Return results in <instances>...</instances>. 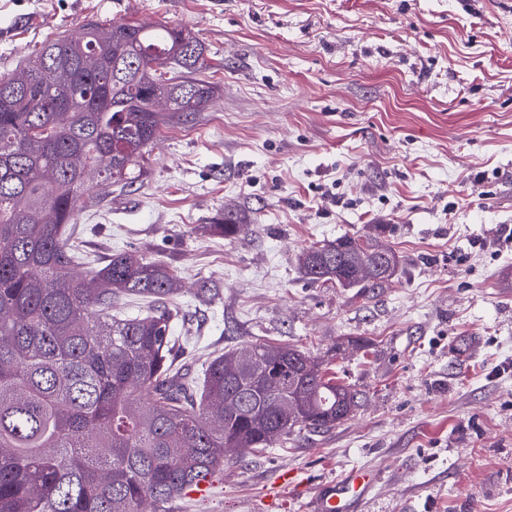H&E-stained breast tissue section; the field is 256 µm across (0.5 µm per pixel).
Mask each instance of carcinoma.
I'll return each instance as SVG.
<instances>
[{
  "label": "carcinoma",
  "mask_w": 512,
  "mask_h": 512,
  "mask_svg": "<svg viewBox=\"0 0 512 512\" xmlns=\"http://www.w3.org/2000/svg\"><path fill=\"white\" fill-rule=\"evenodd\" d=\"M46 42L0 79V512H169L231 451L348 420L359 393L323 362L254 342L214 356L201 386L175 366L174 275L136 251L82 274L80 208L143 182L163 128L207 109L206 48L159 21ZM233 211L210 230L244 233ZM400 265L369 236L304 250L312 283L375 291ZM126 297L144 316H114Z\"/></svg>",
  "instance_id": "cac0c4a2"
}]
</instances>
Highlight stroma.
I'll return each mask as SVG.
<instances>
[{"mask_svg":"<svg viewBox=\"0 0 512 512\" xmlns=\"http://www.w3.org/2000/svg\"><path fill=\"white\" fill-rule=\"evenodd\" d=\"M90 15L188 28L220 87L77 213L90 255L172 270L194 364L288 345L363 395L171 512H300L354 467L380 474L367 512H512V0H0V76ZM228 209L247 233L209 232ZM365 233L400 257L386 287L300 273Z\"/></svg>","mask_w":512,"mask_h":512,"instance_id":"obj_1","label":"stroma"}]
</instances>
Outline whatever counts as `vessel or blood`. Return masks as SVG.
<instances>
[{
  "instance_id": "b4317fda",
  "label": "vessel or blood",
  "mask_w": 512,
  "mask_h": 512,
  "mask_svg": "<svg viewBox=\"0 0 512 512\" xmlns=\"http://www.w3.org/2000/svg\"><path fill=\"white\" fill-rule=\"evenodd\" d=\"M378 480L376 471L350 470L317 487L306 504L307 512H365Z\"/></svg>"
}]
</instances>
